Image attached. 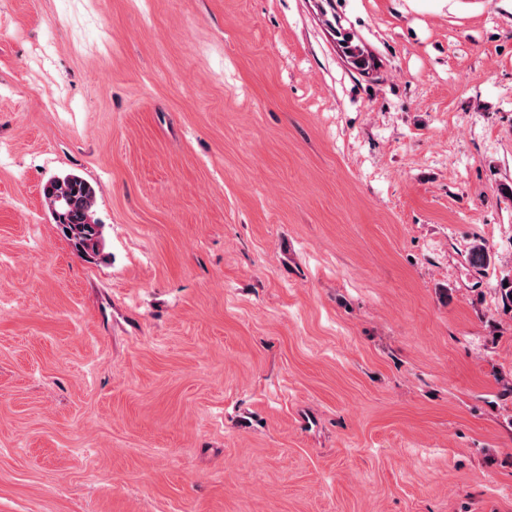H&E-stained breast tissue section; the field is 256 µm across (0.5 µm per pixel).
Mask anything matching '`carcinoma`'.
<instances>
[{"mask_svg": "<svg viewBox=\"0 0 512 512\" xmlns=\"http://www.w3.org/2000/svg\"><path fill=\"white\" fill-rule=\"evenodd\" d=\"M336 42L344 55L358 69L371 66L368 49L356 42L336 23ZM44 198L54 224L82 257L98 256L104 248V225L96 218V189L84 178L68 174L49 180Z\"/></svg>", "mask_w": 512, "mask_h": 512, "instance_id": "obj_1", "label": "carcinoma"}]
</instances>
